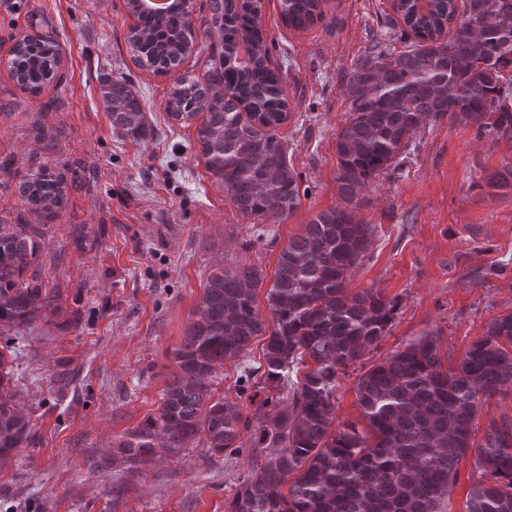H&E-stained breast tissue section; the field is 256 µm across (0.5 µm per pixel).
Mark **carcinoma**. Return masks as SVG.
Masks as SVG:
<instances>
[{
	"label": "carcinoma",
	"instance_id": "obj_1",
	"mask_svg": "<svg viewBox=\"0 0 512 512\" xmlns=\"http://www.w3.org/2000/svg\"><path fill=\"white\" fill-rule=\"evenodd\" d=\"M137 18L126 40L134 62L165 76L194 52L192 0L167 13L126 0ZM318 0H281L288 25L318 17ZM404 24L388 39L407 44L394 54L374 44L344 88L347 121L336 134L342 204L315 214L280 250L266 292L268 317L256 304L265 275L257 266L210 273L160 405L115 444L131 466L179 454L198 439L210 451L235 454L242 431L266 455L238 485L229 512H445L460 461L474 447L479 400L512 387V312L493 318L484 336L444 365L432 333L415 338L363 371L354 391L366 426L334 424L339 378L389 333L399 304L380 292L351 294L350 271L365 256L371 225L355 215L362 192L380 173L399 168L426 122L472 125L512 138V0H429L425 9L397 0ZM210 63L204 76L170 82L165 111L197 122L206 170L245 219L283 224L301 203L300 176L276 130L288 118L279 72L261 23V0H209ZM49 38L29 33L9 50L18 85L32 93L60 71ZM112 128L133 139L148 132L146 113L129 82L100 78ZM512 187V164L486 177ZM21 202L51 221L65 205L64 179L44 169L19 178ZM43 231L0 224V331L25 326L55 294L27 272ZM267 337L264 362L239 376L246 410L212 389L224 360L245 355ZM12 362L0 350V465L33 443L31 421L15 403ZM289 408H280L283 392ZM466 512H512V419L493 422L482 439Z\"/></svg>",
	"mask_w": 512,
	"mask_h": 512
}]
</instances>
